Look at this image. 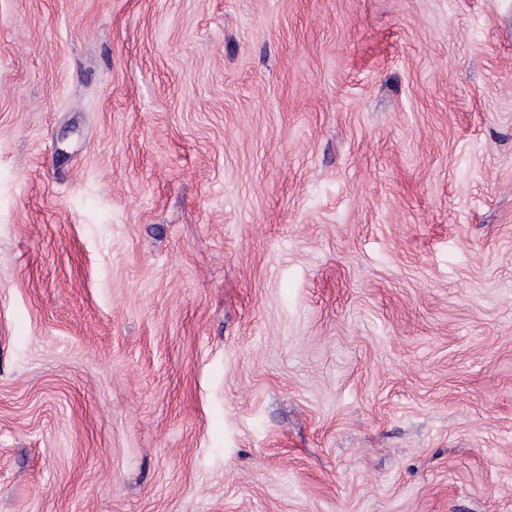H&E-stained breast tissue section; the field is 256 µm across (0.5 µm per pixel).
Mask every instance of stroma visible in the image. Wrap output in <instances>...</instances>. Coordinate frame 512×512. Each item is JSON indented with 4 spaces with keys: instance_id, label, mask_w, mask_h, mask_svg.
<instances>
[{
    "instance_id": "obj_1",
    "label": "stroma",
    "mask_w": 512,
    "mask_h": 512,
    "mask_svg": "<svg viewBox=\"0 0 512 512\" xmlns=\"http://www.w3.org/2000/svg\"><path fill=\"white\" fill-rule=\"evenodd\" d=\"M0 512H512V0H0Z\"/></svg>"
}]
</instances>
